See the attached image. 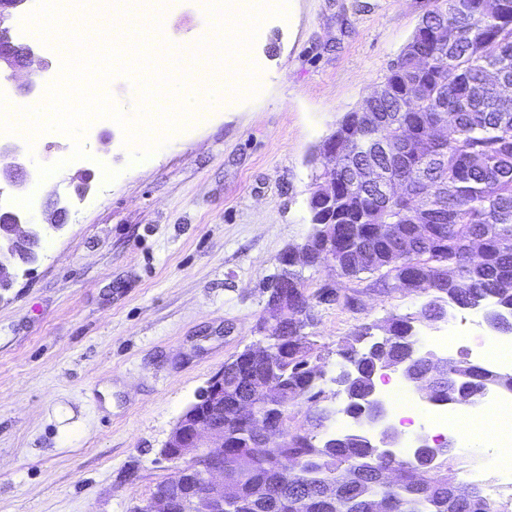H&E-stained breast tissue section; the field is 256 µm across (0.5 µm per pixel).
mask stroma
<instances>
[{
  "label": "stroma",
  "instance_id": "stroma-1",
  "mask_svg": "<svg viewBox=\"0 0 512 512\" xmlns=\"http://www.w3.org/2000/svg\"><path fill=\"white\" fill-rule=\"evenodd\" d=\"M441 0H288L287 21L266 18L254 46L256 94L176 133L177 147L132 166L124 133L95 120L71 160L55 134L36 162L67 165L31 180L22 197L39 213L65 206L63 229L40 242L0 288V512H131L176 476L159 455L198 391L255 335L277 258L313 231L309 201L326 160L320 149L345 113L362 110L422 18ZM161 33L218 36L208 0H157ZM14 41L60 73L53 44L34 39L22 15ZM111 148L109 177L98 176ZM310 287L336 281L356 295L315 309L307 332L326 357L324 388L344 365L337 350L357 326L413 320L432 348L447 322L421 311L426 295L356 291L346 278L307 268ZM457 470L485 467L508 481L492 439L454 437Z\"/></svg>",
  "mask_w": 512,
  "mask_h": 512
}]
</instances>
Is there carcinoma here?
I'll use <instances>...</instances> for the list:
<instances>
[{
  "instance_id": "1",
  "label": "carcinoma",
  "mask_w": 512,
  "mask_h": 512,
  "mask_svg": "<svg viewBox=\"0 0 512 512\" xmlns=\"http://www.w3.org/2000/svg\"><path fill=\"white\" fill-rule=\"evenodd\" d=\"M481 0H447L441 11L427 14L392 64L383 94L367 101V121L349 112L338 122V158L316 179L336 181V211H312L313 233L306 244L313 253L327 225L336 227L338 275L368 290L396 285L402 271L396 259L422 277L418 291L430 296L422 317L437 322L448 308L482 311L512 326V0H497L488 14ZM446 116L454 130L448 142L435 144L429 127ZM379 169L405 181L401 196L386 199L373 190L371 174ZM396 224L409 233L405 251L380 235L377 226ZM278 285L288 296L279 324L280 351L266 367L240 360L224 368V412L210 415L224 422V473L236 494L224 512H368L380 498L389 512H500L488 498L469 504L452 499L459 485L455 455L443 452L427 470L412 460H391L362 442L321 443L322 434L306 428L294 443L281 448H253L246 434L249 416L239 402L277 384L284 410L307 404L305 415L328 421L323 406L329 393L323 376L308 368L318 354L305 332L321 289L308 291L299 272L282 271ZM394 340L365 358L348 382L352 399L343 412L358 416V406L374 386V363L407 357L405 342L417 343L412 321L393 316L381 326ZM372 327L357 328L339 345L338 355L352 359L357 344ZM447 381L457 395L479 400V391L512 389V375H498L463 358L448 359ZM439 387L434 400H445ZM404 471L402 480L385 486L380 473Z\"/></svg>"
}]
</instances>
